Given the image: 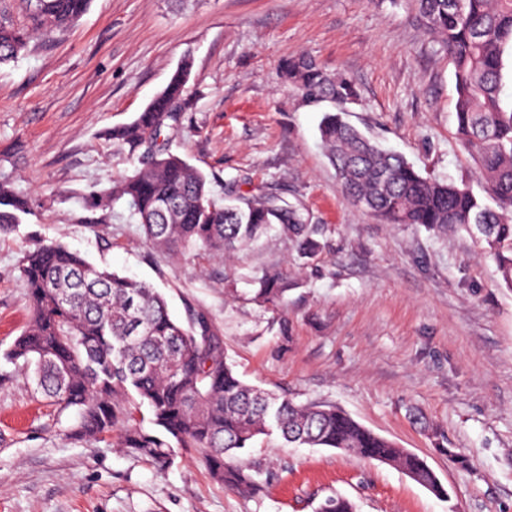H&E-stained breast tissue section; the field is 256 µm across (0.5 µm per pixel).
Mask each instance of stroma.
I'll use <instances>...</instances> for the list:
<instances>
[{
	"label": "stroma",
	"instance_id": "35a3bbf8",
	"mask_svg": "<svg viewBox=\"0 0 512 512\" xmlns=\"http://www.w3.org/2000/svg\"><path fill=\"white\" fill-rule=\"evenodd\" d=\"M309 56L345 75L347 121L422 175L479 187L452 137V67L412 0H92L79 23L34 38L0 67V178L30 212L0 233V512H315L344 495L357 512H512V290L464 229L383 224L340 191L319 142L329 102L280 73ZM191 73L166 146L208 173L301 209L321 249L298 257L279 235L223 261H163L124 209L87 202L132 171L106 131L130 123L182 60ZM161 291L171 316L203 308L249 383L336 404L425 459L441 498L400 470L332 448L258 442L244 460L260 492L243 497L179 448L165 465L103 442L73 441L59 411L4 358L30 303L17 267L41 240ZM287 272V308L261 306L249 278Z\"/></svg>",
	"mask_w": 512,
	"mask_h": 512
}]
</instances>
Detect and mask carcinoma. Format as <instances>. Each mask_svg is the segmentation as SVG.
Instances as JSON below:
<instances>
[{
	"instance_id": "carcinoma-1",
	"label": "carcinoma",
	"mask_w": 512,
	"mask_h": 512,
	"mask_svg": "<svg viewBox=\"0 0 512 512\" xmlns=\"http://www.w3.org/2000/svg\"><path fill=\"white\" fill-rule=\"evenodd\" d=\"M92 0H26V23L0 19V66L17 61L36 35L64 31ZM425 27L453 67L455 138L479 170L481 193L467 185L423 176L343 118L326 112L320 139L341 192L384 224H418L440 232L464 227L493 260L499 281L512 288V104L505 101V55L512 51V0H415ZM187 67L177 70L136 119L112 129V140L139 162L134 172L89 194L94 208L120 204L140 224L158 256L202 249L230 263L271 230L291 240L301 258L320 248L301 210L273 195L246 197L229 183L228 202L210 193L208 176L157 144L172 108L185 95ZM288 83L309 99L345 104L349 79L302 56L282 65ZM28 204L0 179V231L20 223ZM32 318L6 359L32 375L35 390L61 411L74 409L73 439L107 442L167 463L176 448H197L211 476L243 496L259 492V473L240 463L260 437L290 447L334 448L395 466L438 496L447 491L424 459L374 433L334 404L296 403L240 378L220 330L204 309L174 320L150 283L89 263L61 242L38 244L18 266ZM254 300L288 303V275L262 269ZM146 406L154 429L136 422ZM317 512H357L341 495Z\"/></svg>"
}]
</instances>
